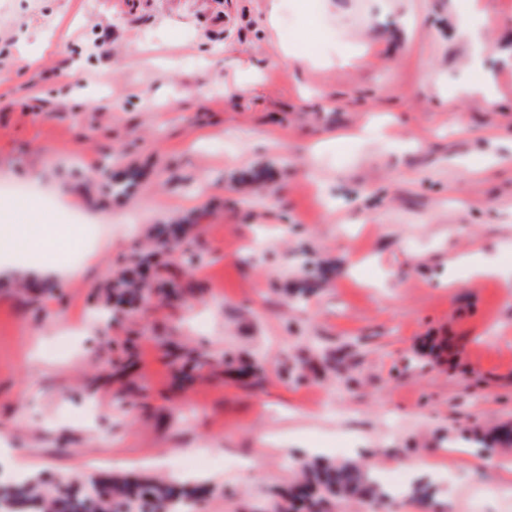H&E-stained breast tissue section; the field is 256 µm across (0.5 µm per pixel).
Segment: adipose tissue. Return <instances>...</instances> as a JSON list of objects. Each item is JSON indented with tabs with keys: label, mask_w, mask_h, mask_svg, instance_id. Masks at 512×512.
Segmentation results:
<instances>
[{
	"label": "adipose tissue",
	"mask_w": 512,
	"mask_h": 512,
	"mask_svg": "<svg viewBox=\"0 0 512 512\" xmlns=\"http://www.w3.org/2000/svg\"><path fill=\"white\" fill-rule=\"evenodd\" d=\"M9 203H0V253L22 249L53 258L72 249L80 240L81 230L65 224H43L37 219V206H30V219L25 224L9 222Z\"/></svg>",
	"instance_id": "ef3b65f1"
}]
</instances>
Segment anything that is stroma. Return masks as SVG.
<instances>
[{
    "label": "stroma",
    "mask_w": 512,
    "mask_h": 512,
    "mask_svg": "<svg viewBox=\"0 0 512 512\" xmlns=\"http://www.w3.org/2000/svg\"><path fill=\"white\" fill-rule=\"evenodd\" d=\"M468 1L0 0V198L83 228L0 267L15 468L270 512L316 457L368 465L375 512L512 507V452L466 442L512 425V288L448 264L512 267V0L474 38ZM171 224L178 299L115 305Z\"/></svg>",
    "instance_id": "stroma-1"
}]
</instances>
